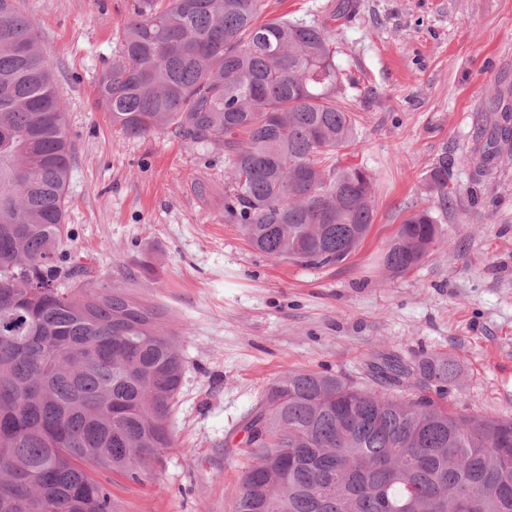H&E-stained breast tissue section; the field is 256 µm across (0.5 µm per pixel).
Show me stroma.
<instances>
[{
    "label": "stroma",
    "mask_w": 512,
    "mask_h": 512,
    "mask_svg": "<svg viewBox=\"0 0 512 512\" xmlns=\"http://www.w3.org/2000/svg\"><path fill=\"white\" fill-rule=\"evenodd\" d=\"M134 3L18 0L37 21L73 144L64 248L89 265L87 287L154 306L185 360L173 447L137 478L100 477L114 512H233L242 421L293 370L371 386L377 358L445 354L459 364L449 409L512 418V146L476 174L480 131L512 108V0H350L334 23L356 119L336 161L366 167L376 193L367 237L327 267L266 257L225 222L223 155L113 128L96 79L118 59ZM443 159L456 195L435 209L439 241L392 274L384 249Z\"/></svg>",
    "instance_id": "obj_1"
}]
</instances>
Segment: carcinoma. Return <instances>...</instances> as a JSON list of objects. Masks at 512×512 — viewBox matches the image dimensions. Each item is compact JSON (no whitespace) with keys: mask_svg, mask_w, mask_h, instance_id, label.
Here are the masks:
<instances>
[{"mask_svg":"<svg viewBox=\"0 0 512 512\" xmlns=\"http://www.w3.org/2000/svg\"><path fill=\"white\" fill-rule=\"evenodd\" d=\"M137 0L97 102L127 137L166 134L224 155V220L252 248L305 266L345 262L374 222L373 177L332 162L355 140L327 22L264 19L265 0ZM72 143L36 22L0 0V512H112L83 467L128 475L172 447L184 359L151 305L81 285L63 250ZM442 203L448 159L430 175ZM438 242L433 204L382 257L395 275ZM412 398L295 370L249 413L234 512H512V420L458 415V365L386 356Z\"/></svg>","mask_w":512,"mask_h":512,"instance_id":"carcinoma-1","label":"carcinoma"}]
</instances>
